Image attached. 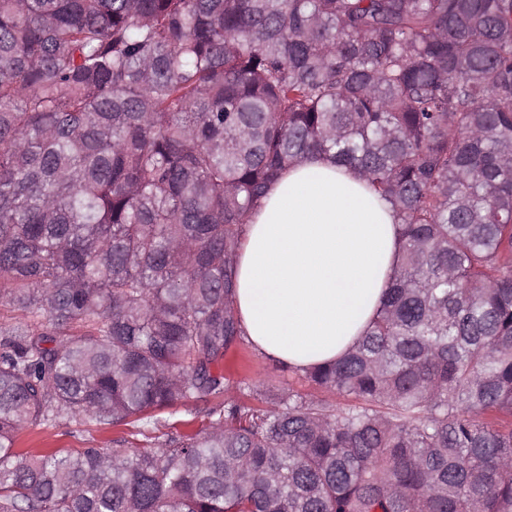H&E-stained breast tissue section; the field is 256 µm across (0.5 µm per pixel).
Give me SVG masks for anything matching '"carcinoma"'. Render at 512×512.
<instances>
[{"instance_id":"obj_1","label":"carcinoma","mask_w":512,"mask_h":512,"mask_svg":"<svg viewBox=\"0 0 512 512\" xmlns=\"http://www.w3.org/2000/svg\"><path fill=\"white\" fill-rule=\"evenodd\" d=\"M314 155L400 262L279 362L317 393L227 397L246 219ZM2 307L0 512H512V0H0ZM67 423L119 436L16 448ZM79 424L61 425L49 428L23 429L17 438V448L28 455L41 456L56 451L87 446L112 447V438L117 436L112 429L90 430Z\"/></svg>"}]
</instances>
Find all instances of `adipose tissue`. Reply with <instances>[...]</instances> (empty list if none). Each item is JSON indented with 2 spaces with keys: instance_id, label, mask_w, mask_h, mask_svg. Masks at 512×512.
Listing matches in <instances>:
<instances>
[{
  "instance_id": "1",
  "label": "adipose tissue",
  "mask_w": 512,
  "mask_h": 512,
  "mask_svg": "<svg viewBox=\"0 0 512 512\" xmlns=\"http://www.w3.org/2000/svg\"><path fill=\"white\" fill-rule=\"evenodd\" d=\"M399 257L389 202L333 160L287 169L249 218L236 310L261 352L297 367L330 361L376 315Z\"/></svg>"
}]
</instances>
